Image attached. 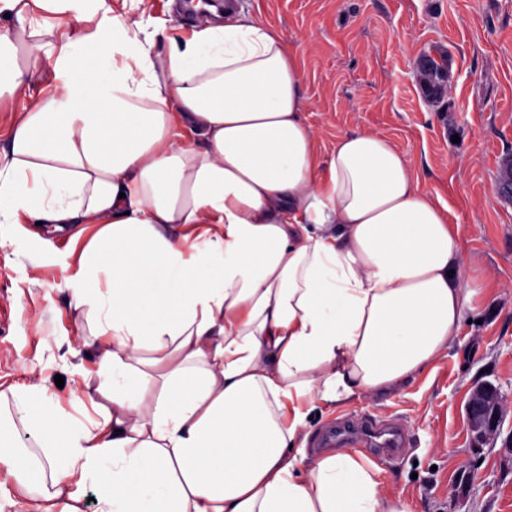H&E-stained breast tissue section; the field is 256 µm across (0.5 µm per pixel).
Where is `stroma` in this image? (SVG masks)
Masks as SVG:
<instances>
[{
	"label": "stroma",
	"mask_w": 512,
	"mask_h": 512,
	"mask_svg": "<svg viewBox=\"0 0 512 512\" xmlns=\"http://www.w3.org/2000/svg\"><path fill=\"white\" fill-rule=\"evenodd\" d=\"M296 50L303 117L330 153L337 135L371 130L416 167L421 187L461 225L466 258L490 278L473 323L433 364L389 394L354 398L313 418L308 447L338 419H392L398 457L376 458L387 490L410 512H512V0H240ZM445 55L448 79L429 96L418 70ZM0 390L38 381L95 392L97 355L69 350L83 320L63 315L75 258L68 233L43 224L0 229ZM494 385L502 419L479 438L468 426L474 390Z\"/></svg>",
	"instance_id": "35a3bbf8"
}]
</instances>
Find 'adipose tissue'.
<instances>
[{"mask_svg": "<svg viewBox=\"0 0 512 512\" xmlns=\"http://www.w3.org/2000/svg\"><path fill=\"white\" fill-rule=\"evenodd\" d=\"M148 3L0 0V99L48 87L0 143V226L92 225L68 309L109 381L80 402L112 405L0 391L32 447L0 466L33 512H409L306 430L438 358L487 272L386 137L320 156L277 29L225 0L179 37Z\"/></svg>", "mask_w": 512, "mask_h": 512, "instance_id": "obj_1", "label": "adipose tissue"}]
</instances>
